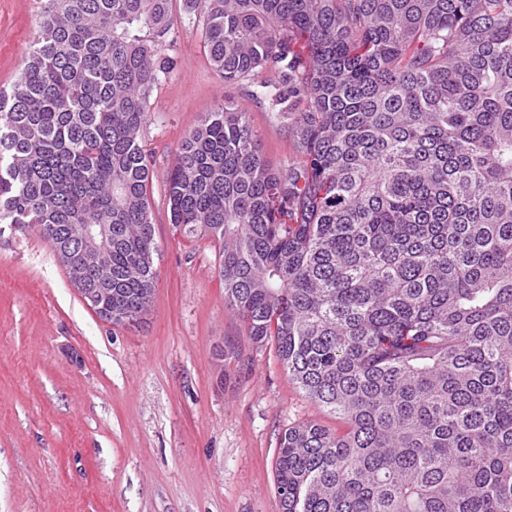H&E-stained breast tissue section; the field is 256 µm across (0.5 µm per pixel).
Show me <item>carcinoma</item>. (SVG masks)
I'll list each match as a JSON object with an SVG mask.
<instances>
[{
  "mask_svg": "<svg viewBox=\"0 0 512 512\" xmlns=\"http://www.w3.org/2000/svg\"><path fill=\"white\" fill-rule=\"evenodd\" d=\"M175 0H41L0 90V233L36 230L112 325L152 302L144 130ZM214 71L262 82L301 157L204 113L166 197L224 305L341 433L280 437L279 512H512V0H182ZM111 229L110 276L77 226Z\"/></svg>",
  "mask_w": 512,
  "mask_h": 512,
  "instance_id": "cac0c4a2",
  "label": "carcinoma"
}]
</instances>
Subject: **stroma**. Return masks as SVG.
I'll return each instance as SVG.
<instances>
[{"label":"stroma","instance_id":"stroma-1","mask_svg":"<svg viewBox=\"0 0 512 512\" xmlns=\"http://www.w3.org/2000/svg\"><path fill=\"white\" fill-rule=\"evenodd\" d=\"M40 0H0V89L36 35ZM145 133L160 247L148 312L101 320L37 232L0 237V512H279L275 460L288 427L345 430L224 306L211 238L177 235L166 185L181 138L208 109L247 112L262 154L298 158L258 81L224 83L196 26L168 50Z\"/></svg>","mask_w":512,"mask_h":512}]
</instances>
